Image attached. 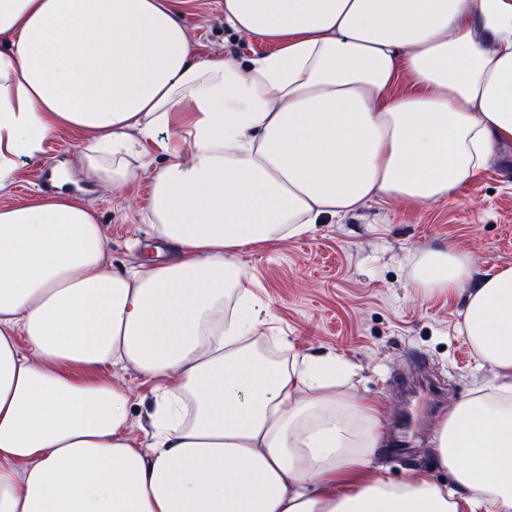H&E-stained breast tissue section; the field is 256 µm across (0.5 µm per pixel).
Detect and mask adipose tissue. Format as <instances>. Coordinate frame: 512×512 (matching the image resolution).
Masks as SVG:
<instances>
[{"instance_id":"ef3b65f1","label":"adipose tissue","mask_w":512,"mask_h":512,"mask_svg":"<svg viewBox=\"0 0 512 512\" xmlns=\"http://www.w3.org/2000/svg\"><path fill=\"white\" fill-rule=\"evenodd\" d=\"M179 0H0V191L63 129L169 255L119 269L68 192L0 205V512H512V267L421 251L494 373L434 451L453 487L370 466L375 408L337 356H258L239 254L369 202L454 195L512 145V0H224L274 44L199 54ZM408 91H397L400 80ZM154 387L145 437L130 391ZM118 376L125 381L131 391L129 417L133 432L140 438L145 437L142 428H149L148 413L154 401L153 386L144 383L140 375L132 369L119 371Z\"/></svg>"}]
</instances>
